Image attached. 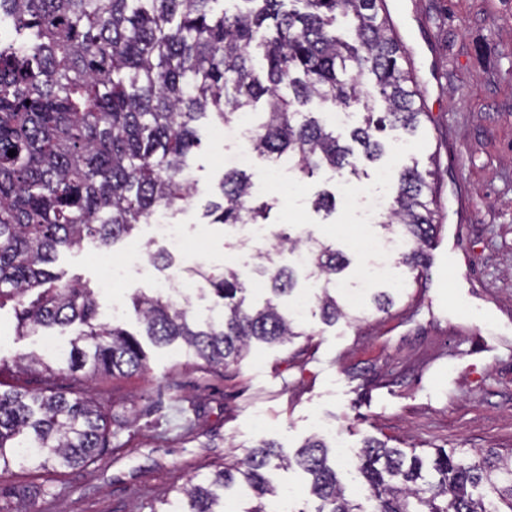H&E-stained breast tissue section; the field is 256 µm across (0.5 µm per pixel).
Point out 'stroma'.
I'll list each match as a JSON object with an SVG mask.
<instances>
[{
	"label": "stroma",
	"instance_id": "stroma-1",
	"mask_svg": "<svg viewBox=\"0 0 512 512\" xmlns=\"http://www.w3.org/2000/svg\"><path fill=\"white\" fill-rule=\"evenodd\" d=\"M386 2L406 50L402 67L428 84L417 103L432 120L411 135L385 132L381 164H363L348 187L391 197L404 168L428 170L439 153L442 223L427 267L414 272L390 261L389 275L374 282L396 295L388 312L362 305L333 324L305 312L303 336L252 346L220 378L181 349L149 348L144 371L87 385L108 414L133 419V428L119 430L89 466L14 467L0 474V487L44 485L34 512H149L168 488L243 460L252 446L269 441L291 456L324 427L349 448L368 437L428 453L512 448V0ZM198 129L201 145L188 157L198 195L169 217L192 245L170 251L151 225H139L113 252L131 244L167 251L173 265L131 273L102 305L129 302L197 264L218 270L225 256L267 251L244 243L239 226L206 222L204 206L234 146L211 120ZM286 178L290 190L275 184L255 197L271 204L273 231L333 245L351 260L344 281H358L365 267L358 238L381 239L385 229L357 220L331 171ZM322 191L335 193L333 212L313 208ZM97 253L90 243L60 251L53 270L97 287Z\"/></svg>",
	"mask_w": 512,
	"mask_h": 512
}]
</instances>
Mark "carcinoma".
Instances as JSON below:
<instances>
[{
  "label": "carcinoma",
  "mask_w": 512,
  "mask_h": 512,
  "mask_svg": "<svg viewBox=\"0 0 512 512\" xmlns=\"http://www.w3.org/2000/svg\"><path fill=\"white\" fill-rule=\"evenodd\" d=\"M0 0V310L12 304L17 333L80 326L57 367L37 353L0 357V375L43 369L38 392L0 391V471L14 464L59 470L94 461L111 445L108 416L79 390L89 381L145 369L141 337L179 345L216 376L239 361L251 341L283 345L301 335L298 317L273 298L289 294L294 269L268 253L252 273L268 278L273 298L246 304L248 281L232 268L188 275L210 293V314H192V298L155 290L132 298L141 330L98 319L99 293L79 281L57 284V253L91 242L108 249L158 211L176 210L196 194L187 156L200 144L197 122L226 124L266 98L254 150L288 156L301 175L327 168L359 176L357 161L379 160L386 129L414 131L429 117L416 107L402 47L382 14L384 0ZM352 18V41L336 36V14ZM373 78L364 93L352 70ZM318 99L354 107L361 122L349 133L360 148L301 107ZM15 156H8L9 150ZM252 175L229 170L205 206L212 224H262L270 207L252 203ZM435 183L417 168L401 171L383 227L406 243L400 263L415 270L440 223ZM309 278L321 283L314 302L322 320L347 316L336 276L349 258L323 243L311 247ZM72 385L63 389L58 377ZM329 446L308 439L295 462L311 476L315 512H366L347 497L328 464ZM372 512H512V448L467 460L435 449L425 458L370 438L356 453ZM273 443L226 463L213 476L172 488L164 512H224V490L236 483L258 500L245 512H271L281 494L268 479L286 467Z\"/></svg>",
  "instance_id": "1"
}]
</instances>
